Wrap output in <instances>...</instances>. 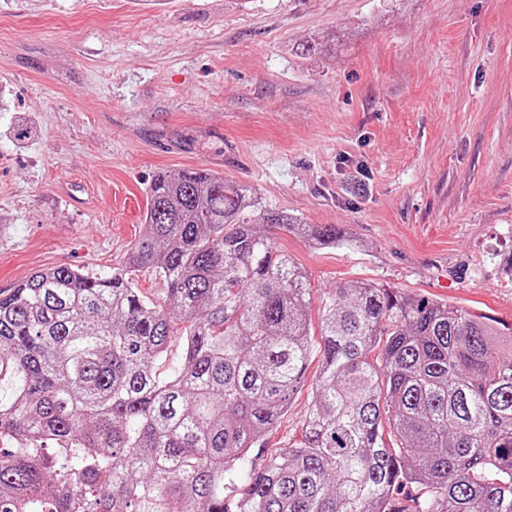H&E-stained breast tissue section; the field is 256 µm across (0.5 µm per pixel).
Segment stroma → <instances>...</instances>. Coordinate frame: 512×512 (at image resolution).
<instances>
[{"label":"stroma","mask_w":512,"mask_h":512,"mask_svg":"<svg viewBox=\"0 0 512 512\" xmlns=\"http://www.w3.org/2000/svg\"><path fill=\"white\" fill-rule=\"evenodd\" d=\"M194 169L342 228L273 233L311 321L367 282L512 324V0H0L1 291L123 262L155 175Z\"/></svg>","instance_id":"obj_1"}]
</instances>
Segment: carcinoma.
<instances>
[{
    "instance_id": "cac0c4a2",
    "label": "carcinoma",
    "mask_w": 512,
    "mask_h": 512,
    "mask_svg": "<svg viewBox=\"0 0 512 512\" xmlns=\"http://www.w3.org/2000/svg\"><path fill=\"white\" fill-rule=\"evenodd\" d=\"M255 205L222 175L160 172L121 266L0 291V512H512V325L362 282L314 344L308 279L266 228L322 247L341 230ZM316 356L302 439L247 468Z\"/></svg>"
}]
</instances>
